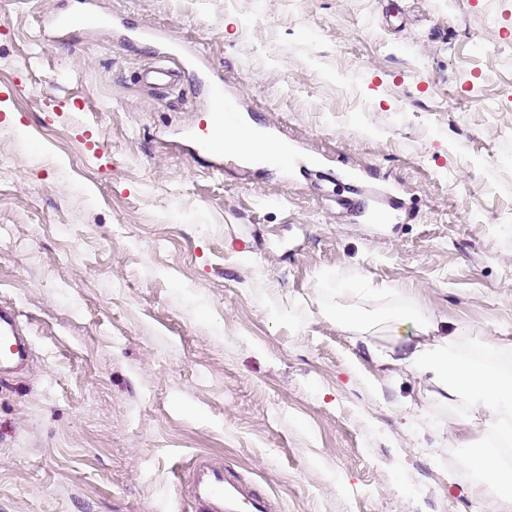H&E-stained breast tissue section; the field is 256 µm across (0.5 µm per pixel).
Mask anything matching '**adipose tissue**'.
<instances>
[{
    "mask_svg": "<svg viewBox=\"0 0 512 512\" xmlns=\"http://www.w3.org/2000/svg\"><path fill=\"white\" fill-rule=\"evenodd\" d=\"M337 324L355 340L363 342L370 357L388 368H402L426 378L430 397L461 408L459 426L483 425L493 431L501 446L512 445V374L459 350L462 329L419 306L394 307L374 319L360 312L337 307ZM393 340L386 347L375 343L378 334ZM458 463L475 473L478 482L471 491L475 505L495 502V512H512V493L497 454L477 440L460 446Z\"/></svg>",
    "mask_w": 512,
    "mask_h": 512,
    "instance_id": "1",
    "label": "adipose tissue"
}]
</instances>
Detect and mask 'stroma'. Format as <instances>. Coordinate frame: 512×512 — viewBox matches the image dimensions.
I'll use <instances>...</instances> for the list:
<instances>
[{
    "label": "stroma",
    "mask_w": 512,
    "mask_h": 512,
    "mask_svg": "<svg viewBox=\"0 0 512 512\" xmlns=\"http://www.w3.org/2000/svg\"><path fill=\"white\" fill-rule=\"evenodd\" d=\"M389 1L92 0L115 28L59 33L75 0H0V305L35 352L0 371V512H194L200 454L279 512H473L459 410L332 311L404 288L467 353L512 342V0ZM125 23L202 55L294 169L216 172L179 137L203 89L141 87L163 57ZM386 184L395 223L336 203Z\"/></svg>",
    "instance_id": "35a3bbf8"
}]
</instances>
